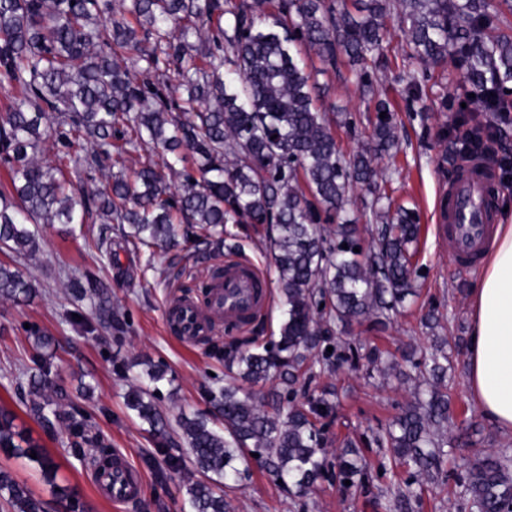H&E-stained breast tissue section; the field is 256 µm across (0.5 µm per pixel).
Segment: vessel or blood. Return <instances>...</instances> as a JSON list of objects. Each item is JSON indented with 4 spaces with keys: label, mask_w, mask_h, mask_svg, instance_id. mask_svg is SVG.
I'll return each instance as SVG.
<instances>
[{
    "label": "vessel or blood",
    "mask_w": 512,
    "mask_h": 512,
    "mask_svg": "<svg viewBox=\"0 0 512 512\" xmlns=\"http://www.w3.org/2000/svg\"><path fill=\"white\" fill-rule=\"evenodd\" d=\"M491 187L488 169L482 162L467 165L464 172L448 189V207L440 211L438 221L445 239L457 256L475 259L480 254L491 222L486 212V200ZM264 277L253 267L236 262L224 265V276L213 290L210 307L212 316L225 322H237L261 312L267 295L261 294ZM178 307L185 340L194 341L204 333L203 315L190 300L179 301ZM96 483L106 496L121 502L135 499L140 481L122 457H115L111 473L100 474Z\"/></svg>",
    "instance_id": "b4317fda"
}]
</instances>
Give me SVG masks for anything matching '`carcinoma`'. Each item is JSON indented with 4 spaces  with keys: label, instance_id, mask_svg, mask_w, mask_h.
Instances as JSON below:
<instances>
[{
    "label": "carcinoma",
    "instance_id": "carcinoma-1",
    "mask_svg": "<svg viewBox=\"0 0 512 512\" xmlns=\"http://www.w3.org/2000/svg\"><path fill=\"white\" fill-rule=\"evenodd\" d=\"M0 0V84L18 90L0 113V152L9 163L11 196L0 194V251L31 258L40 251L41 224H83L92 214L121 225L133 246H175L196 235L233 253L224 225L268 224L281 297L278 333L251 349L224 350V386L207 391L210 412L177 423L188 450L182 512H231L228 491L255 464L299 496L326 468L327 440L316 421L335 410L330 393L305 391L313 380L359 360L353 344L332 339L353 323L384 330L406 299L416 295L417 213L383 202L379 161L398 150L388 102L378 99L367 141L349 157L336 144L327 113L317 106L318 75L348 58L357 84L375 94L384 19L406 25L410 63L463 70L475 97L459 108L507 112L512 107V33L491 17L512 14V0ZM323 64L310 67L301 48ZM128 50L131 57L116 49ZM144 63L145 79L133 66ZM405 92L421 100L415 72L399 75ZM385 118H380V113ZM58 139L67 151L57 163L38 158L41 144ZM144 144L168 156L158 164L139 154ZM192 159L173 191L166 172ZM135 160L129 181L112 173ZM367 188L364 212L375 225L364 246L358 217L346 210L356 185ZM337 218L329 230L322 218ZM347 248H342V245ZM72 286L105 309L101 282ZM36 293L16 264L0 262V297L14 303ZM333 347L327 352V347ZM448 340L420 356L404 355L415 371L414 400L375 437L388 461L409 473L385 503L387 512L421 506L420 483L444 472L452 396L445 374ZM384 375L392 355L366 354ZM161 365L131 386L126 408L158 442L169 421L157 405ZM275 380L288 407L270 415L263 399L242 383ZM45 365L30 375L29 414L44 427L65 419ZM0 409V455L39 470L52 486L59 512H86L77 493L56 483L57 464ZM36 457H30L31 453ZM362 454L345 440L337 476L348 488L361 481ZM463 493L474 512L512 507V454L489 453L466 465ZM0 503L10 512H46L44 502L0 469Z\"/></svg>",
    "mask_w": 512,
    "mask_h": 512
}]
</instances>
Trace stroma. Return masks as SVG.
Returning <instances> with one entry per match:
<instances>
[{"label":"stroma","mask_w":512,"mask_h":512,"mask_svg":"<svg viewBox=\"0 0 512 512\" xmlns=\"http://www.w3.org/2000/svg\"><path fill=\"white\" fill-rule=\"evenodd\" d=\"M416 74L426 92L421 101L408 99L404 83L392 80L383 88L382 96L395 112L400 150L381 166L391 175L387 193L419 214L415 261L423 273L417 298L385 331H376L367 322L346 329L345 338L363 354L374 346L395 355L409 345L429 349L433 333L422 317L432 308L441 316L444 335L470 334L469 295L479 267L461 264L443 243L438 227L440 199L447 195L464 159L439 133L456 129L457 108L466 98V88L460 69L452 66L444 71L420 66ZM319 82L329 88L319 104L334 116L336 141L343 152H352L370 132L374 104L356 85L346 58H338ZM472 122L500 132L495 146L498 161L491 169L497 206L504 223L512 224V173H505L499 164L501 157L512 159V123L496 112L474 113ZM224 231L237 244L235 254L218 253L195 241L172 249L136 250L123 241L118 225L93 218L71 233L61 224L45 227L41 251L18 261L38 292L22 304L0 299V406L14 411L18 424L47 449L59 466L58 483L73 488L90 512H181L182 477L172 473L169 464L185 456V445L158 444L125 406L124 396L139 373L138 362L167 367L158 405L173 421L183 411H208L204 390L224 383L225 344L249 348L278 328L280 303L273 284V259L265 248L266 226L228 224ZM100 238L107 241L109 253L94 248ZM229 260L257 268L269 281L266 310L246 329L232 330L221 322L194 342L174 334L168 323L172 302L197 295L207 269ZM74 277L106 284L111 315H102L89 301L74 297L68 287ZM39 333L55 341L50 376L62 388L69 414L51 429L42 427L27 410L28 377L36 368L34 338ZM466 359V353L452 354L448 371L456 405V420L448 430L455 462L448 467L446 481L426 486L421 506L412 512H471L461 494L465 465L493 451H512V433L493 426L473 400ZM320 384L337 390L340 400L319 423L328 441L327 452L335 454L344 439L356 441L367 463L361 486L343 487L330 467L308 495L294 497L255 468L231 493L233 512H384L383 492L406 475L380 470L373 438L399 413L411 386L393 376H369L362 370L342 372L321 379ZM77 424L84 430L81 443L72 434ZM92 447L117 451L128 459L141 479L137 499L116 504L98 492L94 466L82 458Z\"/></svg>","instance_id":"obj_1"}]
</instances>
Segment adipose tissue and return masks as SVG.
<instances>
[{
	"mask_svg": "<svg viewBox=\"0 0 512 512\" xmlns=\"http://www.w3.org/2000/svg\"><path fill=\"white\" fill-rule=\"evenodd\" d=\"M470 392L484 416L512 432V225L500 224L470 295Z\"/></svg>",
	"mask_w": 512,
	"mask_h": 512,
	"instance_id": "adipose-tissue-1",
	"label": "adipose tissue"
}]
</instances>
